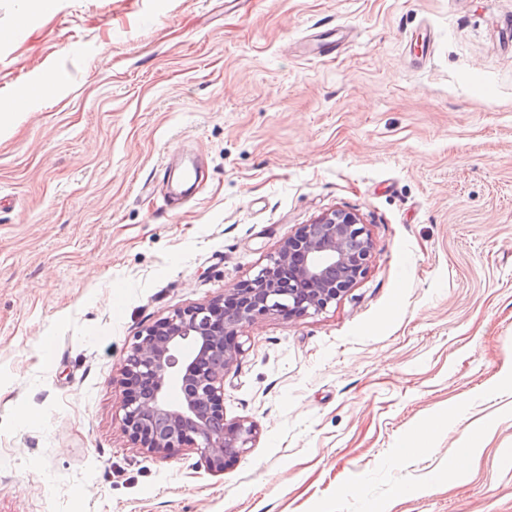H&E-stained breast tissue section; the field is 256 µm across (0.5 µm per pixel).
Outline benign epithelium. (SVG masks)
<instances>
[{"instance_id": "7a95c632", "label": "benign epithelium", "mask_w": 512, "mask_h": 512, "mask_svg": "<svg viewBox=\"0 0 512 512\" xmlns=\"http://www.w3.org/2000/svg\"><path fill=\"white\" fill-rule=\"evenodd\" d=\"M372 243L360 217L336 209L288 238L227 304L177 310L138 336L122 383L125 432L151 454L190 446L216 472L253 447L255 429L224 423V374L243 345L239 328L258 318L319 313L363 277Z\"/></svg>"}]
</instances>
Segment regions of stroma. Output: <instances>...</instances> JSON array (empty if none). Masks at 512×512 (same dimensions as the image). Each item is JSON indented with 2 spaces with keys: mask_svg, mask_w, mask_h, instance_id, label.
I'll return each mask as SVG.
<instances>
[{
  "mask_svg": "<svg viewBox=\"0 0 512 512\" xmlns=\"http://www.w3.org/2000/svg\"><path fill=\"white\" fill-rule=\"evenodd\" d=\"M18 26L0 512H512V0H0ZM335 32L333 59L305 55ZM175 146L188 201L166 195ZM334 209L365 225L368 268L321 313L241 327L224 419L253 447L221 472L138 448L136 336Z\"/></svg>",
  "mask_w": 512,
  "mask_h": 512,
  "instance_id": "1",
  "label": "stroma"
}]
</instances>
